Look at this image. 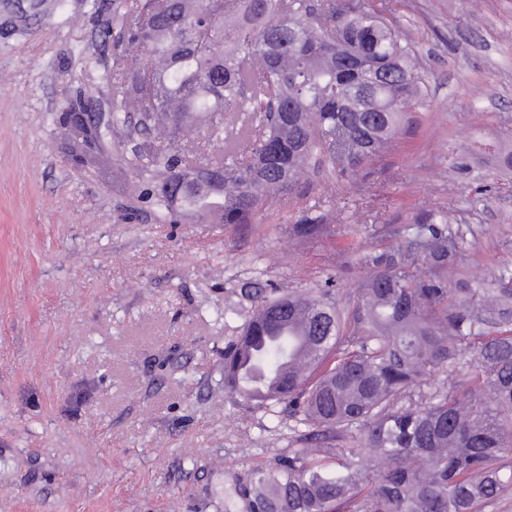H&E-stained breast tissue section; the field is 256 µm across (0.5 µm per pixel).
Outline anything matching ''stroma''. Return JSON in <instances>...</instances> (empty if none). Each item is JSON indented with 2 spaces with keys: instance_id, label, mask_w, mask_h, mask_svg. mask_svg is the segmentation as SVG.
Wrapping results in <instances>:
<instances>
[{
  "instance_id": "obj_1",
  "label": "stroma",
  "mask_w": 512,
  "mask_h": 512,
  "mask_svg": "<svg viewBox=\"0 0 512 512\" xmlns=\"http://www.w3.org/2000/svg\"><path fill=\"white\" fill-rule=\"evenodd\" d=\"M132 0H0V512H224L235 477L294 445L287 413L224 390L243 283L353 302L362 259L434 206L466 236L473 280L512 268V0H366L427 86L368 174L313 176L252 224H161L130 197L121 139L71 138L76 93L112 110L116 17ZM357 233L296 237L298 212Z\"/></svg>"
}]
</instances>
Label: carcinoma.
<instances>
[{"label": "carcinoma", "instance_id": "cac0c4a2", "mask_svg": "<svg viewBox=\"0 0 512 512\" xmlns=\"http://www.w3.org/2000/svg\"><path fill=\"white\" fill-rule=\"evenodd\" d=\"M119 25L157 61L113 71L111 123L161 223L250 224L324 162L364 173L424 101L414 50L352 0H133ZM189 116L222 151H185ZM293 231L336 225L306 213ZM397 235V256L363 258L351 312L329 289L240 288L224 390L285 405L299 442L238 479L244 512H486L512 490V269L448 286L465 238L445 210Z\"/></svg>", "mask_w": 512, "mask_h": 512}]
</instances>
